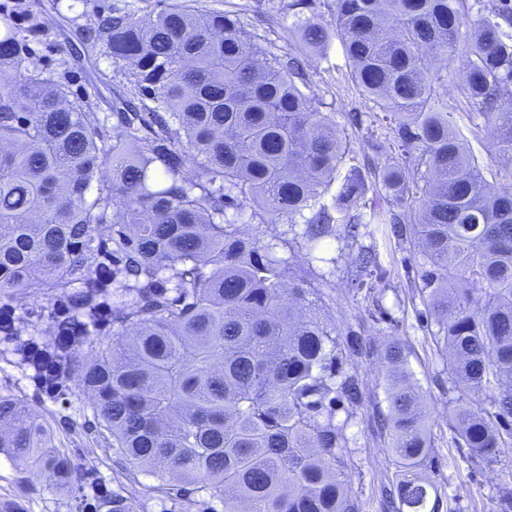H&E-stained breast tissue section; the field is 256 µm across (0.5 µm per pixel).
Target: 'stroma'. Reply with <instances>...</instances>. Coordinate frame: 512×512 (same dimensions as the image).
Masks as SVG:
<instances>
[{"label":"stroma","instance_id":"stroma-1","mask_svg":"<svg viewBox=\"0 0 512 512\" xmlns=\"http://www.w3.org/2000/svg\"><path fill=\"white\" fill-rule=\"evenodd\" d=\"M173 0H59L50 9V0H0V17L13 16L24 33L29 49L40 57L44 76H69V90L82 94L92 70H99L109 81H118L110 58L98 57L96 64L69 54L67 39L85 23V5L130 9L146 16L164 9ZM29 4L32 17L20 16L19 4ZM289 0H199L203 9H216L240 15L263 47L276 54L300 56L306 65L308 81L345 128L354 165H375L399 160L401 152L386 120H371L370 103L352 82L339 37H332L325 53L314 55L303 48L290 32L292 18ZM40 29H33V21ZM444 90L448 110L468 149L485 165L493 179L512 188V162L499 156L489 129L475 126L468 101L460 89L456 72H448ZM360 115L361 124L351 121ZM268 234L285 239L278 251L286 258L293 275L312 280L322 292V314L335 323L339 333L355 331L365 342L361 353L347 356L345 370L356 373L362 383L363 398L357 405L339 408L337 423L343 424L348 438L347 473L352 497L359 512H385L384 486L395 482L397 468L387 452V444L374 426L377 411L386 409L384 350L397 341L408 352L407 371L425 399L432 424L433 466L428 474L437 486V512H499L500 491L512 490V449L505 450L500 462L475 464L467 449L455 447L449 428L454 397L448 380V357L438 352L433 334L436 327L427 318L415 290L422 258L408 243L378 238L376 249L383 280L375 290L355 291L350 286L354 259L359 246L329 245L324 261L312 260L302 239L289 233L287 224L267 225ZM0 394H10L44 414L56 427V444L71 464V477L57 480L30 472L23 460L0 452V512H78L79 501L100 483L120 493L136 491L137 512H199L195 507L175 508L165 493L155 490V478L141 476L138 486L116 467L108 444L88 431L85 421L91 415L87 398L74 378H67L57 397L43 395L14 355L12 341L0 337Z\"/></svg>","mask_w":512,"mask_h":512}]
</instances>
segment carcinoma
<instances>
[{
    "instance_id": "obj_1",
    "label": "carcinoma",
    "mask_w": 512,
    "mask_h": 512,
    "mask_svg": "<svg viewBox=\"0 0 512 512\" xmlns=\"http://www.w3.org/2000/svg\"><path fill=\"white\" fill-rule=\"evenodd\" d=\"M292 0L291 30L308 49L341 38L351 79L385 113L412 164L375 182L392 201L366 203L343 129L310 90L296 55L261 47L237 14L174 3L153 16L85 12L77 56L112 59L127 85L119 107L69 98L43 76L11 20L0 35V299L43 293L45 318L70 336L60 351L91 404L88 428L131 476L168 496L224 502V512H358L344 426L360 380L343 370L360 337L336 338L321 291L289 275L280 239L302 226L310 250L330 240L413 238L416 285L449 353L454 443L494 462L512 442V190L486 178L462 145L440 70L458 64L471 112L512 156V0ZM331 199H326V196ZM251 231L242 228L255 220ZM354 287L374 289V247ZM112 298V344L94 333ZM388 410L377 431L402 478L391 512H426L420 469L431 438L406 349L385 350ZM0 448L37 475L68 474L53 425L0 394ZM112 512H136L112 494Z\"/></svg>"
}]
</instances>
